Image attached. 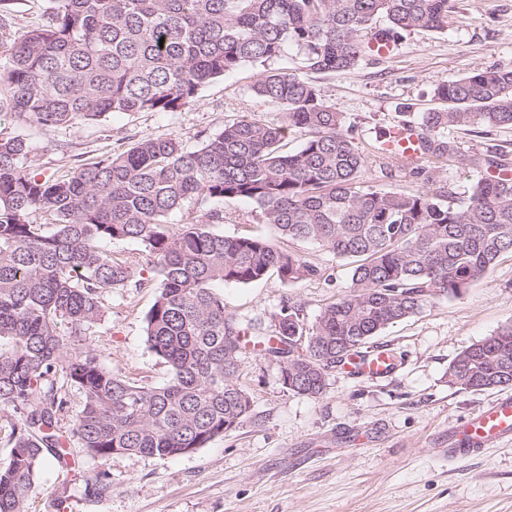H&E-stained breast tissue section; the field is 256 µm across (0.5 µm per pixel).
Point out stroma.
Wrapping results in <instances>:
<instances>
[{"label":"stroma","instance_id":"obj_1","mask_svg":"<svg viewBox=\"0 0 512 512\" xmlns=\"http://www.w3.org/2000/svg\"><path fill=\"white\" fill-rule=\"evenodd\" d=\"M52 0H10L12 24L0 29V52L41 22ZM446 30L417 31L386 57L367 56L344 73L316 75L323 97L344 113L368 158L361 180L383 190L463 195L487 176L486 151L512 163V128L487 133L449 130L463 159L401 166L375 158L380 130L418 121L431 107L434 85L491 64H512V0H452ZM262 65H245L206 85L176 112L114 113L101 122L42 128L19 119L0 86V134L30 145L28 168L46 176L72 173L115 150L159 137L197 146L205 132L243 117L279 122L281 110L256 96ZM227 235L272 237L254 206L224 203ZM320 269L294 285L270 276L221 288L224 306L243 324L267 329L287 304L306 324L345 293L351 266L319 247L295 242ZM156 282L104 292L105 313L85 336L101 364L146 386L168 382L170 372L145 342V316ZM512 324V254L473 281L460 296L428 303L410 319L387 327L369 346L391 350L396 369L382 378L338 370L325 392L312 398L288 392L275 364L262 353L240 358L238 384L251 409L224 436L192 454L154 458L115 454L106 468L112 490L87 499L84 487L55 465H45L32 493V512H55L66 497L70 512H512V442L469 460H448V431L480 412L496 391H464L448 383V367L467 347Z\"/></svg>","mask_w":512,"mask_h":512}]
</instances>
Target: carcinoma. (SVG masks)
I'll return each instance as SVG.
<instances>
[{
  "instance_id": "carcinoma-1",
  "label": "carcinoma",
  "mask_w": 512,
  "mask_h": 512,
  "mask_svg": "<svg viewBox=\"0 0 512 512\" xmlns=\"http://www.w3.org/2000/svg\"><path fill=\"white\" fill-rule=\"evenodd\" d=\"M448 0H54L41 24L12 43L0 66L13 112L37 126L100 121L117 112H176L246 63L293 50L303 73L269 69L253 92L280 107L281 123H227L197 148L171 137L132 144L66 178L27 170L25 138L0 137V406L12 411L11 452L0 469V512H30L47 462L70 467L69 448L102 463L118 453L177 457L235 428L250 411L235 380L246 333L217 288L275 272L285 284L318 274L302 254L264 238L224 235L213 207L205 224L169 217L193 200L255 205L275 237L318 245L351 264L348 290L308 328L290 305L252 342L288 391L317 397L328 376L386 327L432 300L457 297L512 253V176L474 182L467 202L448 193L385 191L360 182L366 157L344 113L322 98L318 73L354 69L380 38L395 44L440 31ZM436 106L413 126L428 159L461 156L451 128H512V67L493 64L434 85ZM303 133L294 151L288 132ZM55 216L50 231L29 220ZM144 248L157 294L146 343L170 381L146 387L104 368L83 336L104 315L105 289L132 280L103 241ZM448 384L512 387V324L460 352ZM83 407L57 428L67 392ZM74 479L85 494L112 488L105 469Z\"/></svg>"
}]
</instances>
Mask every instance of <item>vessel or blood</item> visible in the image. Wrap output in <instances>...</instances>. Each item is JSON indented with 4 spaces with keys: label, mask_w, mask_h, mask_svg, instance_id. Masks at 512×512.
Instances as JSON below:
<instances>
[{
    "label": "vessel or blood",
    "mask_w": 512,
    "mask_h": 512,
    "mask_svg": "<svg viewBox=\"0 0 512 512\" xmlns=\"http://www.w3.org/2000/svg\"><path fill=\"white\" fill-rule=\"evenodd\" d=\"M391 146L397 147L399 156L407 162L417 161L421 153L416 150V137L394 126L390 129ZM352 369L371 377L389 372L394 362L384 350L363 357H354ZM512 441V395L496 397L478 414L464 422L461 429L448 432V446L444 453L456 460L483 454L488 448Z\"/></svg>",
    "instance_id": "1"
}]
</instances>
